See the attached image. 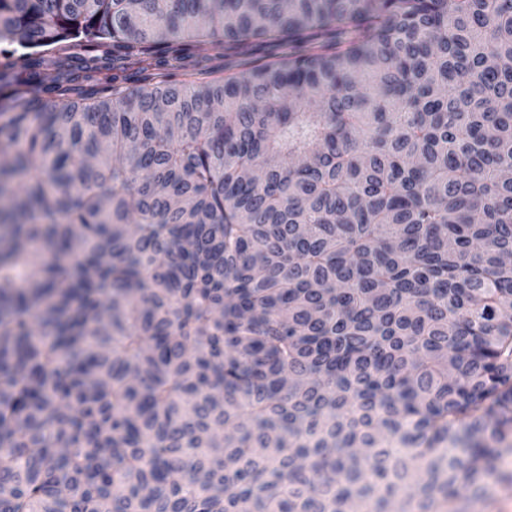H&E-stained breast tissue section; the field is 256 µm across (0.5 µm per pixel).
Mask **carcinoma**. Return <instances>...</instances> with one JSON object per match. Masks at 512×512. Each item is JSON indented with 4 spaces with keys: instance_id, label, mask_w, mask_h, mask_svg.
I'll list each match as a JSON object with an SVG mask.
<instances>
[{
    "instance_id": "cac0c4a2",
    "label": "carcinoma",
    "mask_w": 512,
    "mask_h": 512,
    "mask_svg": "<svg viewBox=\"0 0 512 512\" xmlns=\"http://www.w3.org/2000/svg\"><path fill=\"white\" fill-rule=\"evenodd\" d=\"M510 169L512 0H0V512H459Z\"/></svg>"
}]
</instances>
